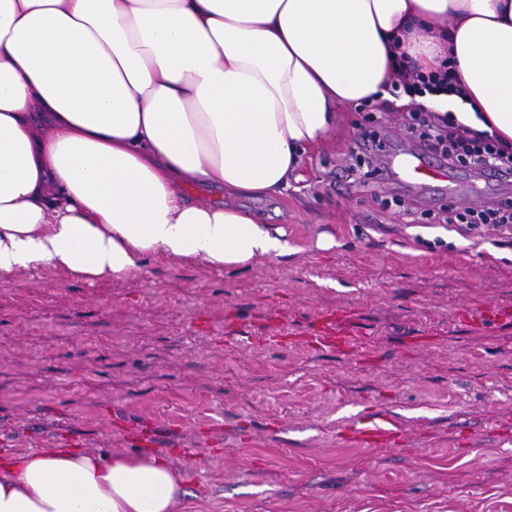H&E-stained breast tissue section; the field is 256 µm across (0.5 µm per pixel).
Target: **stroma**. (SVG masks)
Masks as SVG:
<instances>
[{
	"label": "stroma",
	"instance_id": "obj_1",
	"mask_svg": "<svg viewBox=\"0 0 512 512\" xmlns=\"http://www.w3.org/2000/svg\"><path fill=\"white\" fill-rule=\"evenodd\" d=\"M398 101L340 110L282 195L238 199L286 230L288 258L0 279V457H157L185 480L178 512H512V438L494 431L512 421V238L440 221L512 200V182L461 166L450 189L386 175L389 151L418 147ZM330 312L359 352L225 330L274 321L299 338ZM369 407L401 421L403 447L337 441Z\"/></svg>",
	"mask_w": 512,
	"mask_h": 512
}]
</instances>
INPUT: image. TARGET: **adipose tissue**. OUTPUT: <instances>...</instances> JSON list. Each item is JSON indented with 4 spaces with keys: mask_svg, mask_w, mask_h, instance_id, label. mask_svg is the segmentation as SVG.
Returning a JSON list of instances; mask_svg holds the SVG:
<instances>
[{
    "mask_svg": "<svg viewBox=\"0 0 512 512\" xmlns=\"http://www.w3.org/2000/svg\"><path fill=\"white\" fill-rule=\"evenodd\" d=\"M403 56L454 80L402 104L512 148V0H0V278L288 257L235 199L282 194ZM185 495L151 457L0 458V512H177Z\"/></svg>",
    "mask_w": 512,
    "mask_h": 512,
    "instance_id": "adipose-tissue-1",
    "label": "adipose tissue"
}]
</instances>
